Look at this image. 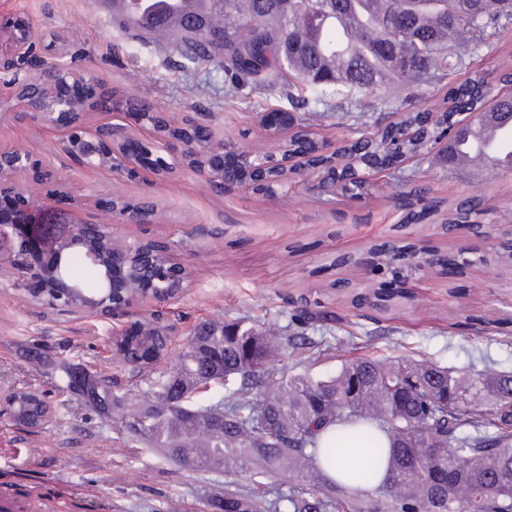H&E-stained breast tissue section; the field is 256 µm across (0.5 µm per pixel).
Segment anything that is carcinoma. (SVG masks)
<instances>
[{
	"label": "carcinoma",
	"mask_w": 512,
	"mask_h": 512,
	"mask_svg": "<svg viewBox=\"0 0 512 512\" xmlns=\"http://www.w3.org/2000/svg\"><path fill=\"white\" fill-rule=\"evenodd\" d=\"M209 14L191 15L165 43L183 63L217 61L233 89L288 74L307 84L309 96L289 99L294 110L316 111L334 98L351 99L401 84L410 89L420 76L452 73L489 45L502 23L512 20V0H326L318 13L305 0H211ZM347 14L358 26L344 44L327 32L329 20ZM401 17L417 37L423 53L415 70L393 66L379 45L392 34L388 21ZM198 22L206 28L187 27ZM112 22L131 38L156 42L148 19L134 25L120 17ZM328 81L317 82L315 77ZM478 74L448 89L449 106L434 116L401 112L375 137L348 141L336 162L364 167L371 161L397 160L448 140L455 142L485 116L512 102L496 97L483 105ZM472 118L461 123L460 112ZM314 141L288 139L282 157L310 154ZM460 208L471 223H485L487 209L464 200ZM401 298L374 294L354 299L356 308L387 310ZM297 332L273 336L242 321L200 326L178 356L172 373L155 382V401L131 407L125 426L161 455L188 469L248 473L255 486L224 493L222 512H512V372L487 369L479 374L450 371L432 362L401 359L387 364L361 355L345 359L335 375L315 379L278 367L288 353L305 345ZM48 366L63 386L76 382V367L41 353L31 355ZM82 396L104 423L122 403L112 386L84 374ZM10 406L26 415L27 428L42 427L52 412L38 394L15 389ZM193 412H183V400ZM263 413L265 423L256 415ZM354 453L356 464L345 478L362 484L351 489L324 468ZM286 469L294 483L283 491L267 483ZM451 472L454 485L441 474Z\"/></svg>",
	"instance_id": "cac0c4a2"
}]
</instances>
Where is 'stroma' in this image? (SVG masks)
<instances>
[{
  "label": "stroma",
  "mask_w": 512,
  "mask_h": 512,
  "mask_svg": "<svg viewBox=\"0 0 512 512\" xmlns=\"http://www.w3.org/2000/svg\"><path fill=\"white\" fill-rule=\"evenodd\" d=\"M18 17L34 29L37 58L57 57L111 90V101L86 114V132L110 122L139 141H152V128L125 110L126 100L136 96L174 123L204 114L215 138L234 153L277 154L295 130L332 146L357 138L353 113L363 106L392 112L405 96L398 88L364 93L316 113H295L292 129L269 130L260 122L262 113L289 111V96L302 94L287 78L231 93L217 66L186 68L170 49L127 40L97 0H0V23ZM508 64L512 24L473 54L466 69L420 82L409 108L442 111L449 86ZM0 150L29 156L16 184L55 200L58 208L74 209L89 223H108L113 199L135 204L152 197L157 212L151 221L116 226L115 242L128 247L164 241L186 276L175 298L137 300L117 316H94L32 298L17 288L18 270L0 264V382L38 390L56 412L47 428L29 429L16 424L0 401V512H14L19 504L28 512H218L214 503L229 482L228 476L162 459L120 420L102 424L88 403L58 386L50 369L28 361L32 351L68 359L106 379L125 405H145L154 398V381L170 372L199 324L243 318L281 330L304 298L337 317L329 326H308L304 334L312 340L345 337L349 352L390 361L411 357L451 370L493 365L512 371V268L493 260L464 275L421 273L407 283L409 299L366 319L333 283L349 279L378 288L389 284V271L368 278L360 269L331 264L336 255L359 254L387 240L455 255L471 243L469 230L448 232L424 221L412 233L399 231L404 201L414 191L443 203L475 196L494 209V222L512 226V172L457 170L440 145L386 171L357 199L340 194L326 200L300 178L271 194L247 185L219 190L187 171L157 180L142 170L71 167L59 132L17 108L0 110ZM153 313L169 325L170 347L138 374L119 358L117 335Z\"/></svg>",
  "instance_id": "obj_1"
}]
</instances>
